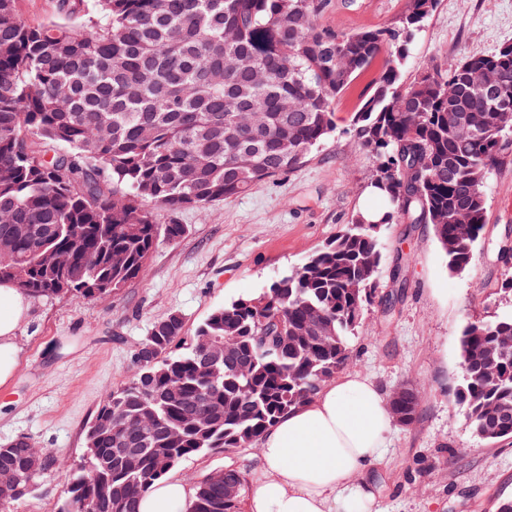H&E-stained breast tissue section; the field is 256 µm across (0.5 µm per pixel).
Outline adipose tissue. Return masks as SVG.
Segmentation results:
<instances>
[{"label": "adipose tissue", "instance_id": "adipose-tissue-1", "mask_svg": "<svg viewBox=\"0 0 512 512\" xmlns=\"http://www.w3.org/2000/svg\"><path fill=\"white\" fill-rule=\"evenodd\" d=\"M29 310L24 292L0 283V385L14 374L17 331ZM391 424L388 398L372 379L349 372L329 382L262 436L243 512H368L370 494L350 481L380 458ZM192 494L167 474L141 497L139 512H186Z\"/></svg>", "mask_w": 512, "mask_h": 512}]
</instances>
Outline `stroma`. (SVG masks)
Returning <instances> with one entry per match:
<instances>
[{"label": "stroma", "instance_id": "35a3bbf8", "mask_svg": "<svg viewBox=\"0 0 512 512\" xmlns=\"http://www.w3.org/2000/svg\"><path fill=\"white\" fill-rule=\"evenodd\" d=\"M406 3L325 0L318 22L341 30L387 26ZM505 43H512V0H437L404 75ZM380 69L373 64L337 98L335 136L299 168L206 209L155 211L156 223L174 218L189 232L160 243L145 276L107 298L32 301L19 327L15 373L0 386V448L24 437L61 468L77 464L89 422L106 392L133 376L134 350L154 321L176 312L194 333L215 308L266 290L350 223L367 200L373 165L354 145L352 120ZM487 210L474 262L461 273L449 269L430 225L387 227L378 291L390 292L401 252L410 257L408 287L391 316L376 307L365 312L349 368L388 393L412 383L421 414L412 425L393 424L381 459L367 468L370 512H496L499 499L512 498V438L481 439L453 399L463 326L512 310V297L501 290L512 268L494 251L512 231V153L489 180ZM258 453L252 446L199 454L177 471L192 483L231 464L249 470ZM65 496L66 482L54 471L11 512H57Z\"/></svg>", "mask_w": 512, "mask_h": 512}]
</instances>
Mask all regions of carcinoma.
<instances>
[{"mask_svg": "<svg viewBox=\"0 0 512 512\" xmlns=\"http://www.w3.org/2000/svg\"><path fill=\"white\" fill-rule=\"evenodd\" d=\"M437 0H407L395 25L318 24L324 0H93L85 25L31 23L0 0V242L13 282L33 299L110 296L146 274L162 241L186 227L148 206L206 208L292 171L336 130V98L387 53L354 116L371 153L380 218L360 213L259 295L214 309L195 336L237 342L240 372L199 369L181 315L138 347L155 362L107 392L85 434L97 453L65 471L58 512H139L151 486L192 456L258 442L351 359L390 224H430L448 266L474 259L489 175L512 138V44L487 55L402 70ZM490 68L497 96L475 85ZM395 260L389 315L407 288ZM455 400L487 441L512 437V311L468 322ZM206 410L208 417L195 413ZM54 457L25 438L0 448V472L34 480ZM237 493L224 495V482ZM239 469L195 484L189 512H241Z\"/></svg>", "mask_w": 512, "mask_h": 512, "instance_id": "cac0c4a2", "label": "carcinoma"}]
</instances>
